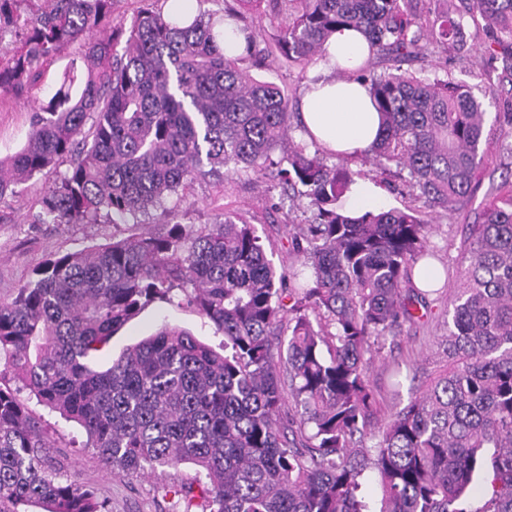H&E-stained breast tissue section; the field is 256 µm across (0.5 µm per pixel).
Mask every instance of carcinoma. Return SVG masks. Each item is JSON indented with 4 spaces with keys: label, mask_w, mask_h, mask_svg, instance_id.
<instances>
[{
    "label": "carcinoma",
    "mask_w": 512,
    "mask_h": 512,
    "mask_svg": "<svg viewBox=\"0 0 512 512\" xmlns=\"http://www.w3.org/2000/svg\"><path fill=\"white\" fill-rule=\"evenodd\" d=\"M114 0H0V95L28 96L64 48L77 61L30 119L24 147L0 161V199L74 157L40 200L37 224H122L192 181L245 174L308 200L289 254L310 270L276 268L253 225L230 212L210 224L130 235L53 256L0 302V359L39 402L79 424L114 475L191 464L210 512H512V184L467 225L459 283L448 295L444 369L386 425L368 365L445 290L419 288L430 264L424 209L455 210L485 163L487 112L472 87L400 68L357 75L383 118L364 153L380 173L407 175L413 204L359 216L342 201L368 176L293 133L290 97L255 77L259 51L309 69L343 28L369 56L430 60L464 48L463 17L439 0H234L263 7L187 23L142 0L131 18ZM492 42L511 50L512 0H466ZM226 22L246 54L224 55ZM263 49H258L259 44ZM251 66H245V62ZM184 300L224 334L218 353L175 326L92 363L112 335L156 299ZM293 408L283 416L284 395ZM50 444L15 393L0 387V512H105L93 490L63 478ZM482 481L481 505L467 507Z\"/></svg>",
    "instance_id": "carcinoma-1"
}]
</instances>
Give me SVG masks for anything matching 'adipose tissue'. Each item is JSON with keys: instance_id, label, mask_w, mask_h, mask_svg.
Instances as JSON below:
<instances>
[{"instance_id": "1", "label": "adipose tissue", "mask_w": 512, "mask_h": 512, "mask_svg": "<svg viewBox=\"0 0 512 512\" xmlns=\"http://www.w3.org/2000/svg\"><path fill=\"white\" fill-rule=\"evenodd\" d=\"M367 57L363 36L352 29L329 40L328 55L310 71L300 100L302 119L325 149L359 157L380 136V115L366 88L352 76L338 77L335 66L354 67Z\"/></svg>"}]
</instances>
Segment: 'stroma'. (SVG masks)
Instances as JSON below:
<instances>
[{"label": "stroma", "mask_w": 512, "mask_h": 512, "mask_svg": "<svg viewBox=\"0 0 512 512\" xmlns=\"http://www.w3.org/2000/svg\"><path fill=\"white\" fill-rule=\"evenodd\" d=\"M74 48L63 50L48 69L38 91L27 98L0 96V158L17 152L27 141L30 115L46 105L60 85L62 74L75 57ZM448 72L469 84L475 93L485 94L488 111L499 112L502 103L512 98V79L502 61L475 62L468 53L449 52ZM489 141L485 167L472 193L453 213L431 212L429 242L439 267L456 271L463 250L467 225L476 223L486 205L512 177V127L487 122ZM56 172V171H55ZM47 171L19 183L13 194L0 199V301L14 297L19 288L34 280L35 272L52 254L63 255L85 247L147 232H162L172 224H208L223 211L233 212L253 224L266 247L274 252L275 263L288 259L290 225L303 222L307 200L283 195L279 188L256 185L247 176L230 180L206 177L195 181L183 198H170L166 214H153L142 224H37L38 201L54 179ZM447 306L431 300L420 321L405 325L394 343L375 357L369 366V380L379 392L377 424L419 395L424 383L438 372V341L446 333ZM164 324L189 331L216 351L224 349V335L198 311L183 303L156 301L146 306L122 327L109 344L98 352L99 367H108L127 347L152 335ZM18 399L40 421L55 456L64 462L76 479L92 488L109 512H209L201 498L185 499L181 491L198 486L201 476L190 465L163 467L144 476L110 473L97 451L86 445V434L76 423L39 404L28 390Z\"/></svg>", "instance_id": "obj_1"}]
</instances>
